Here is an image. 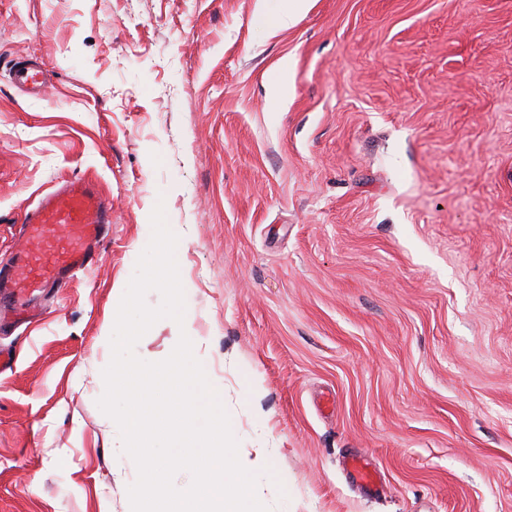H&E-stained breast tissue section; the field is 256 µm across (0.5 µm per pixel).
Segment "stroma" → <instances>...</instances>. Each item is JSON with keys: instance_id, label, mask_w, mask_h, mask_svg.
Segmentation results:
<instances>
[{"instance_id": "35a3bbf8", "label": "stroma", "mask_w": 512, "mask_h": 512, "mask_svg": "<svg viewBox=\"0 0 512 512\" xmlns=\"http://www.w3.org/2000/svg\"><path fill=\"white\" fill-rule=\"evenodd\" d=\"M258 2L0 0V265L58 181L112 198L93 267L0 334V512H131L96 401L159 201L271 512H512V0H310L273 35ZM11 82L20 89L35 91L44 80L43 69L33 63H18L10 72Z\"/></svg>"}]
</instances>
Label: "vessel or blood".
Returning a JSON list of instances; mask_svg holds the SVG:
<instances>
[{"mask_svg":"<svg viewBox=\"0 0 512 512\" xmlns=\"http://www.w3.org/2000/svg\"><path fill=\"white\" fill-rule=\"evenodd\" d=\"M10 79L16 87L34 91L41 87L44 71L33 63H19L12 68ZM111 210L110 199L91 180L58 182L22 214L21 222L38 250L19 252L8 275H0V300L9 303L15 314H22L29 294L67 286L77 273L92 266Z\"/></svg>","mask_w":512,"mask_h":512,"instance_id":"vessel-or-blood-1","label":"vessel or blood"}]
</instances>
